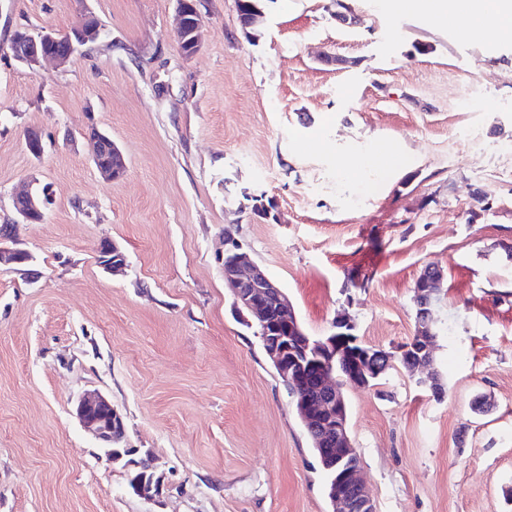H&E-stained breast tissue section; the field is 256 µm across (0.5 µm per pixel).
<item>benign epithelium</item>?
I'll return each mask as SVG.
<instances>
[{
  "instance_id": "1",
  "label": "benign epithelium",
  "mask_w": 512,
  "mask_h": 512,
  "mask_svg": "<svg viewBox=\"0 0 512 512\" xmlns=\"http://www.w3.org/2000/svg\"><path fill=\"white\" fill-rule=\"evenodd\" d=\"M179 40H184L197 52L201 48L202 18L194 0H176ZM95 28L80 27L75 37L61 50H52L56 41L52 31L29 30L11 43L13 56L36 71L42 63L51 60L59 66L68 65L80 48L96 40ZM93 146L92 162L100 175L108 180L123 176L126 161L112 139L97 131L87 135ZM46 196L25 192L13 198L18 218L27 224L45 216ZM13 224L0 225V267L17 269L31 260L24 249L6 246L14 238ZM99 263L107 271H116L127 265L126 255L113 241L104 239L97 248ZM444 278L442 270L428 266L427 272L416 280L415 301L417 330L411 339L395 352L362 343L353 334L352 323L340 316L332 323L327 336L303 334L288 297L268 273L250 260L243 245L233 235L224 236V286L235 302L236 309L247 313L260 328L262 345L289 394L294 397L296 409L307 424L321 459L334 469L329 497L335 512H374V506L361 477V463L354 448L347 423V408L341 390L344 384L367 388L384 374L393 361L399 359L408 372L415 373L430 367L436 333L432 311L437 295L436 287ZM348 363L344 374L336 373V362ZM73 413L83 431L90 436L110 463H120L128 477H136L132 492L145 500L159 496L160 478L147 466L134 459L137 448L126 453L115 450L125 436L124 416L99 391L80 395Z\"/></svg>"
}]
</instances>
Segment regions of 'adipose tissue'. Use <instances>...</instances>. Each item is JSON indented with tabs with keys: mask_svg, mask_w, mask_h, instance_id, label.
<instances>
[{
	"mask_svg": "<svg viewBox=\"0 0 512 512\" xmlns=\"http://www.w3.org/2000/svg\"><path fill=\"white\" fill-rule=\"evenodd\" d=\"M390 9L397 16L421 15L442 26L464 12L486 36L512 33V0H390Z\"/></svg>",
	"mask_w": 512,
	"mask_h": 512,
	"instance_id": "ef3b65f1",
	"label": "adipose tissue"
}]
</instances>
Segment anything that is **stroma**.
I'll return each instance as SVG.
<instances>
[{
	"instance_id": "1",
	"label": "stroma",
	"mask_w": 512,
	"mask_h": 512,
	"mask_svg": "<svg viewBox=\"0 0 512 512\" xmlns=\"http://www.w3.org/2000/svg\"><path fill=\"white\" fill-rule=\"evenodd\" d=\"M349 3L343 22L334 0H264L250 38L237 0H200L188 57L175 0H0V224L31 255L0 269V512H331L224 286L231 224L315 337L342 315L393 350L416 330V279L443 270L444 399L392 368L344 386L349 434L376 512H512V38ZM87 13L101 34L70 64L12 56L16 29L63 35ZM92 127L122 178L96 171ZM387 147L408 160L382 175L366 158ZM30 182L51 198L40 224L13 209ZM106 238L121 274L98 263ZM88 390L123 413L155 500L80 427ZM86 137L93 146L92 162L100 175L108 180L123 176L126 172V161L112 139L106 134L96 130L95 134H87ZM108 158L110 162H107ZM99 263L107 271L121 270L127 265L126 255L113 241L104 239L97 248Z\"/></svg>"
}]
</instances>
